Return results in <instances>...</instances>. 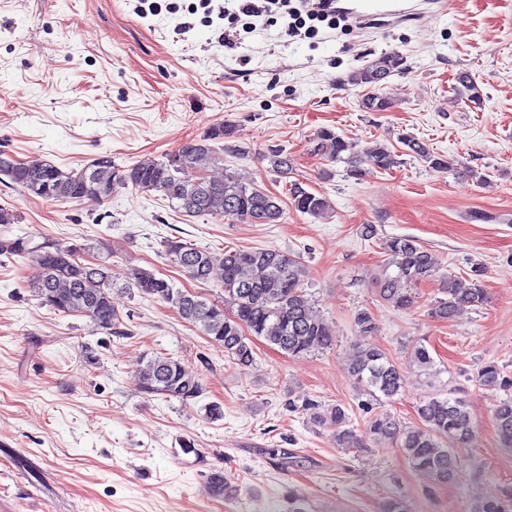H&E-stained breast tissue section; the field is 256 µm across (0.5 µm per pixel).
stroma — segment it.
<instances>
[{
	"label": "stroma",
	"mask_w": 512,
	"mask_h": 512,
	"mask_svg": "<svg viewBox=\"0 0 512 512\" xmlns=\"http://www.w3.org/2000/svg\"><path fill=\"white\" fill-rule=\"evenodd\" d=\"M140 2L0 0V150L64 169L105 154L130 166L164 160L230 122L247 151L215 141L205 174L230 173L286 201L287 179L262 158L279 146L331 214L316 218L286 202L278 223L249 224L187 216L158 192L121 189L95 205L0 183V207L16 217L0 225V238L91 246L118 269L152 270L217 304L221 271L205 284L188 280L166 257V240L216 254L276 249L299 260L336 344L291 358L257 339L255 362L242 369L167 304L135 291L112 294L121 335L100 333L86 317L41 305L30 289L36 269L0 257V512H382L392 497L408 512H472L498 496L512 485V448L501 447L492 417L506 392L480 385L477 374L495 362L512 379V0H450L444 9L427 0L397 23H322L298 36L284 17L240 14L236 0H214L229 9L222 19L199 0H158L155 15L137 13ZM390 52L407 69L383 83L390 108L366 111L363 88L347 77ZM464 71L480 104L458 93ZM322 128L361 152L384 142L398 163L348 177L345 163L312 154ZM403 135L446 156L450 169L404 154ZM363 224L375 225V239L362 238ZM395 236L417 239L444 273L482 267L488 304L435 320L434 279L417 287L414 308L395 310L377 288L387 262L380 242ZM359 309L372 313L375 343L404 373L390 405L404 426L417 424V405L433 393L466 400L479 438L458 449L448 486L431 488L399 449L342 450L289 411V399L309 397L343 405L354 424L369 419L370 397L347 372ZM86 343L94 360L83 355ZM419 343L435 361L431 372L413 362ZM154 354L197 375L201 395L184 405L141 393L134 377ZM213 403L222 419L207 418ZM215 471L237 486L235 496L213 495Z\"/></svg>",
	"instance_id": "stroma-1"
}]
</instances>
